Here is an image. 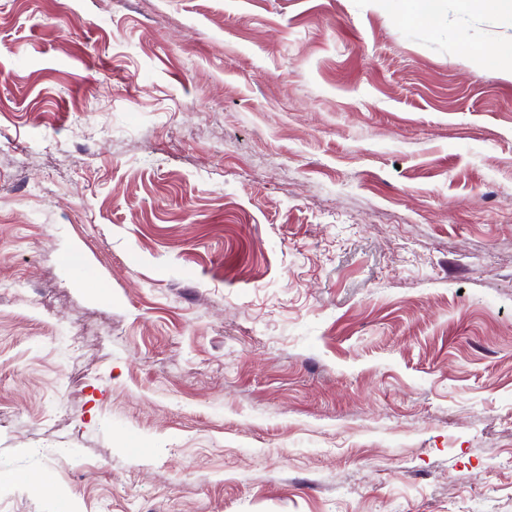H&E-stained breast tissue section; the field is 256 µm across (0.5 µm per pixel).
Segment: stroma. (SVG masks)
I'll use <instances>...</instances> for the list:
<instances>
[{
    "label": "stroma",
    "mask_w": 512,
    "mask_h": 512,
    "mask_svg": "<svg viewBox=\"0 0 512 512\" xmlns=\"http://www.w3.org/2000/svg\"><path fill=\"white\" fill-rule=\"evenodd\" d=\"M511 46L0 0V512H512Z\"/></svg>",
    "instance_id": "stroma-1"
}]
</instances>
